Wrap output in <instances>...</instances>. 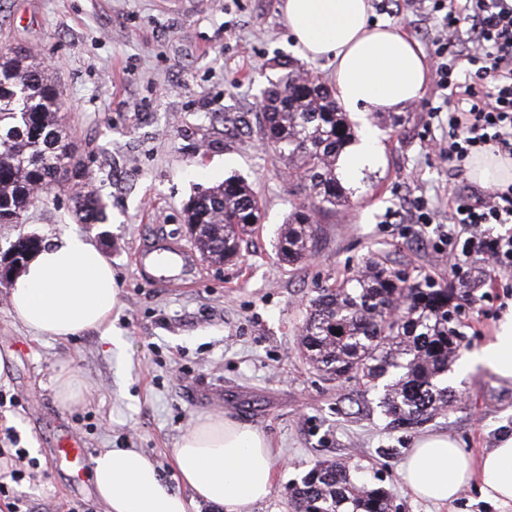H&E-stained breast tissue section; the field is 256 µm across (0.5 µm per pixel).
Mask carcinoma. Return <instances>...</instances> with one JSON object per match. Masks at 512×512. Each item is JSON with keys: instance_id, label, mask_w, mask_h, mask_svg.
I'll use <instances>...</instances> for the list:
<instances>
[{"instance_id": "cac0c4a2", "label": "carcinoma", "mask_w": 512, "mask_h": 512, "mask_svg": "<svg viewBox=\"0 0 512 512\" xmlns=\"http://www.w3.org/2000/svg\"><path fill=\"white\" fill-rule=\"evenodd\" d=\"M263 138L288 166V177L309 193L293 207L276 258L297 265L311 254L317 217L350 206L339 178L340 159L358 142L355 123L333 90L311 69L285 61L262 90ZM62 103L54 74L29 51L0 49V224H19L46 186H62L57 171L70 156ZM83 224H102L106 204L73 191ZM262 223L260 203L247 182L230 178L202 190L185 210V224L202 261L221 266L238 259L245 237ZM41 246L18 239L22 264ZM459 295L429 276L412 278L387 255L319 289L308 301L300 352L308 365L332 380L352 378L367 391L382 389L380 404L390 424L413 428L451 407L457 393L448 372L460 359ZM293 512H394L381 486L363 482L347 461L315 464L289 489Z\"/></svg>"}]
</instances>
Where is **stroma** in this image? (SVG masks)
<instances>
[{
	"label": "stroma",
	"mask_w": 512,
	"mask_h": 512,
	"mask_svg": "<svg viewBox=\"0 0 512 512\" xmlns=\"http://www.w3.org/2000/svg\"><path fill=\"white\" fill-rule=\"evenodd\" d=\"M282 0H188L182 12L164 0H0V47L25 46L53 73L67 131L90 190L107 204L101 224L77 223L70 188L31 206L22 223L0 224V250L18 237H92L112 262L121 301L112 349L96 331L60 341L34 336L15 319L0 288V448H26L34 461L14 492L22 512H104L91 479L72 484V465L52 457L60 437L77 436L95 457L106 448L149 455L189 512H225L192 500L172 450L200 418L220 416L263 433L274 455L270 495L249 512H292L287 488L317 462L347 460L367 482L384 486L399 512H512L484 501L478 486L449 504L417 499L402 476L415 439L444 432L477 457L512 432V382L472 355L512 310V272H472L475 304L463 307V358L448 374L458 395L452 408L415 429L390 427L380 391L361 393L314 371L299 351L309 298L383 253L410 276L462 285L448 268L441 226L456 193L480 190L455 175L438 148L448 140L446 116L431 117L440 93L398 108L400 125L374 118L379 156L345 180V212L320 219L311 257L278 264L276 245L305 190L262 144L261 89L272 63L301 61L281 12ZM374 23L398 27L429 52L431 20L412 6ZM237 176L258 193L264 220L223 266L198 262L187 283L166 286L142 277L132 262L141 244L190 238L183 209L198 190ZM435 211L430 225L408 224L415 197ZM76 375L82 397L62 402L56 379Z\"/></svg>",
	"instance_id": "35a3bbf8"
}]
</instances>
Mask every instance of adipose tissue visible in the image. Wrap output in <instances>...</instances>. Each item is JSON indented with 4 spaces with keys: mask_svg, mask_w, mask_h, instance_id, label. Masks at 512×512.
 Instances as JSON below:
<instances>
[{
    "mask_svg": "<svg viewBox=\"0 0 512 512\" xmlns=\"http://www.w3.org/2000/svg\"><path fill=\"white\" fill-rule=\"evenodd\" d=\"M369 0H283L289 34L308 60H328L332 87L344 111H390L418 100L428 78L418 46L398 28L369 21ZM120 290L112 264L91 238L64 235L34 252L9 293L15 318L35 336L66 340L89 330L111 342ZM512 381V314L491 342L473 355ZM177 472L194 499L245 512L272 489L273 456L266 437L221 418L197 422L172 450ZM93 482L106 512H188V499L134 448H110L93 460ZM418 498L457 499L479 484L484 496L512 503V434L479 458L442 433L418 438L403 464Z\"/></svg>",
    "mask_w": 512,
    "mask_h": 512,
    "instance_id": "adipose-tissue-1",
    "label": "adipose tissue"
}]
</instances>
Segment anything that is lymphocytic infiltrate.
<instances>
[{
    "label": "lymphocytic infiltrate",
    "mask_w": 512,
    "mask_h": 512,
    "mask_svg": "<svg viewBox=\"0 0 512 512\" xmlns=\"http://www.w3.org/2000/svg\"><path fill=\"white\" fill-rule=\"evenodd\" d=\"M435 21L430 76L448 115L449 161L491 150L512 156V0H414ZM512 184L483 198L456 195L443 234L453 260L476 255L492 270L512 269Z\"/></svg>",
    "instance_id": "obj_1"
}]
</instances>
